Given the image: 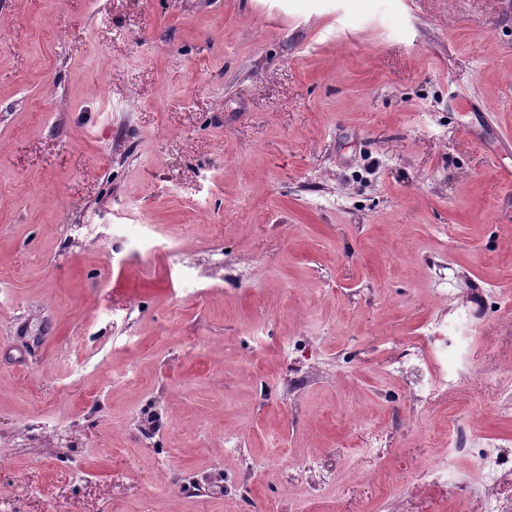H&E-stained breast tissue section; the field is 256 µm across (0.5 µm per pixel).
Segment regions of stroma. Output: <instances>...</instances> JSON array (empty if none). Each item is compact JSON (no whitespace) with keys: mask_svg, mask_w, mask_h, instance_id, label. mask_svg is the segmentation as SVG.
Segmentation results:
<instances>
[{"mask_svg":"<svg viewBox=\"0 0 512 512\" xmlns=\"http://www.w3.org/2000/svg\"><path fill=\"white\" fill-rule=\"evenodd\" d=\"M506 131L512 0H0V512H512ZM427 332L415 337V342L409 345L406 352L400 360L392 364L391 371L394 373H402L405 364L414 368L424 369L427 365L426 354L431 353L432 358L436 361L442 359L441 354L447 353L448 336H442V326L437 323H431L427 326ZM427 376L423 375L421 370L422 379L416 390H414L415 401L425 407L434 403L439 398L446 396L448 390L455 387L458 379L448 374V370L439 369L435 373L426 372Z\"/></svg>","mask_w":512,"mask_h":512,"instance_id":"35a3bbf8","label":"stroma"}]
</instances>
